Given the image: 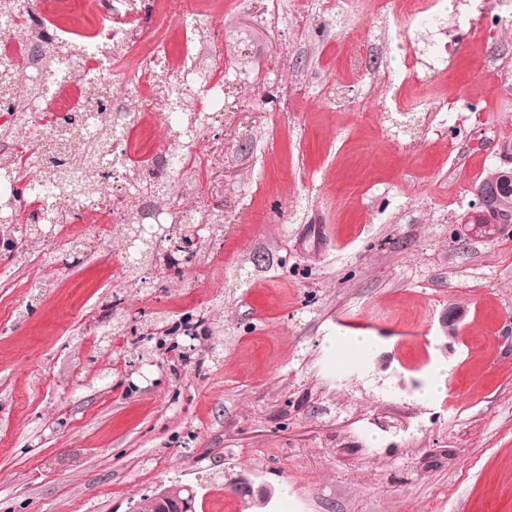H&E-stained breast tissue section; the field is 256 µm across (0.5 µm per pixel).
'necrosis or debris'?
I'll return each instance as SVG.
<instances>
[{"mask_svg":"<svg viewBox=\"0 0 512 512\" xmlns=\"http://www.w3.org/2000/svg\"><path fill=\"white\" fill-rule=\"evenodd\" d=\"M139 2L103 0L99 16L81 40V55L74 62L61 54L71 42L68 30L47 23L44 16L36 12L33 0H17L18 10L31 19V46L23 50L10 42L0 47V63L13 65L22 75L33 68L32 54H58L56 70L43 74L40 89L46 108L52 112L91 111L95 102L84 93L88 84L97 85L100 97L107 101L112 121L119 131L112 142V153L121 165L113 169L111 179L120 202L115 206L101 200L88 204L78 191L70 198L81 222L98 238L107 235L110 225L122 222L124 201L135 200L138 209L146 214L154 208L149 193L142 191L130 196L126 169H139L146 183L151 185L173 184L177 161L171 149L141 140L145 130L169 127L170 102L203 95L210 102L211 115H218L224 109V63L218 57L216 45L201 42L198 37L201 28L210 26L209 16L197 7L195 0H163L165 16L177 19L181 25V37L174 46L143 17ZM369 2L380 20L378 35L382 40V55L369 64L359 56L347 55L349 77L358 85H365L367 79L379 71L385 56L396 55L401 60L404 75L401 87L393 94L391 111L408 122L415 121L418 114L424 112L443 111L445 98L410 101L404 93L405 88L428 84L432 73L448 66L449 48H439L425 59L410 35L414 21L439 25L440 0ZM392 9L403 21L402 27L394 32L385 24ZM131 66L138 76L132 92L113 91V73Z\"/></svg>","mask_w":512,"mask_h":512,"instance_id":"4bbe7bcc","label":"necrosis or debris"}]
</instances>
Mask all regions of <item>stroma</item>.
<instances>
[{
	"label": "stroma",
	"mask_w": 512,
	"mask_h": 512,
	"mask_svg": "<svg viewBox=\"0 0 512 512\" xmlns=\"http://www.w3.org/2000/svg\"><path fill=\"white\" fill-rule=\"evenodd\" d=\"M37 2L80 35L99 8ZM196 2L225 57L305 75V95L262 88L204 132L224 165L195 188L223 191L224 234L179 273L132 284L121 224L73 255L76 219L0 258V512H131L173 483L249 512L242 475L273 490L266 512H512V239L453 241L512 144V34L445 0L454 59L423 94L452 109L404 131L342 64L372 48L361 0L345 25L314 2L268 28ZM116 310L165 322L138 341ZM344 319L374 322L368 347Z\"/></svg>",
	"instance_id": "1"
}]
</instances>
